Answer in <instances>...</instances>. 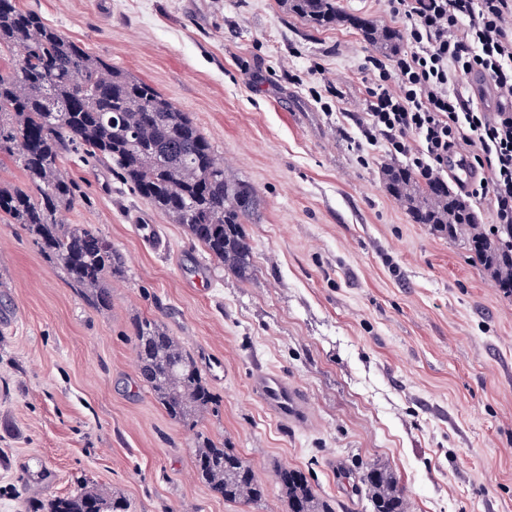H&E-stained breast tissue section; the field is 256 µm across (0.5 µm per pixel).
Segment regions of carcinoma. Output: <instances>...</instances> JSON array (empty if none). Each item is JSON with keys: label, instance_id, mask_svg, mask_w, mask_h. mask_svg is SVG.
Instances as JSON below:
<instances>
[{"label": "carcinoma", "instance_id": "1", "mask_svg": "<svg viewBox=\"0 0 512 512\" xmlns=\"http://www.w3.org/2000/svg\"><path fill=\"white\" fill-rule=\"evenodd\" d=\"M288 12L318 26L341 21L336 0H283ZM363 40L384 54L395 53L400 33L360 17L346 19ZM13 56L0 71V155L22 169L25 187H0V214L37 236L42 250L66 272L70 283L88 291L97 306L110 304L105 275L125 261L89 225L64 223L72 206L73 181L60 165L72 152L86 162H105L112 174L175 224L192 241L236 273L250 276L252 246L241 230L260 205L257 190L232 179L214 146L189 118L153 86L92 55L65 38L43 18L0 0V50ZM390 194L410 220L450 239L463 240L496 286L512 295V224L477 223L468 203L442 181H425L396 165L384 168ZM140 377L166 414L189 421L206 411L214 396L194 359L156 321L134 324ZM198 478L224 500L249 504L263 497L254 471L222 442L202 441L193 461ZM276 483L288 498V512H334L315 493L306 474L281 467ZM373 512H406L394 474L372 465L360 476ZM79 487L51 500L46 512H127Z\"/></svg>", "mask_w": 512, "mask_h": 512}]
</instances>
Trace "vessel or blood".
Returning a JSON list of instances; mask_svg holds the SVG:
<instances>
[{
    "instance_id": "obj_1",
    "label": "vessel or blood",
    "mask_w": 512,
    "mask_h": 512,
    "mask_svg": "<svg viewBox=\"0 0 512 512\" xmlns=\"http://www.w3.org/2000/svg\"><path fill=\"white\" fill-rule=\"evenodd\" d=\"M448 173L461 187L469 186L476 178V171L469 160L455 156L449 163ZM252 387L266 407L282 422L293 425L305 423L306 401L303 392L288 382L280 372L256 366L252 373Z\"/></svg>"
}]
</instances>
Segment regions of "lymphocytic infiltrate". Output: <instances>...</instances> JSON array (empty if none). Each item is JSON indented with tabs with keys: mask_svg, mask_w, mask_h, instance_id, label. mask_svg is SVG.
<instances>
[{
	"mask_svg": "<svg viewBox=\"0 0 512 512\" xmlns=\"http://www.w3.org/2000/svg\"><path fill=\"white\" fill-rule=\"evenodd\" d=\"M406 26L403 50L366 60L369 84L356 125L367 144L385 142L424 180L439 179L466 145L483 171L465 188L489 199L493 221L512 224V0H386ZM477 73L494 87L496 111L456 92Z\"/></svg>",
	"mask_w": 512,
	"mask_h": 512,
	"instance_id": "lymphocytic-infiltrate-1",
	"label": "lymphocytic infiltrate"
}]
</instances>
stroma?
<instances>
[{"instance_id": "35a3bbf8", "label": "stroma", "mask_w": 512, "mask_h": 512, "mask_svg": "<svg viewBox=\"0 0 512 512\" xmlns=\"http://www.w3.org/2000/svg\"><path fill=\"white\" fill-rule=\"evenodd\" d=\"M64 37L143 79L210 139L261 207L243 226L244 280L106 164L68 156L69 224L125 257L111 303L73 287L24 227L0 221V512L85 486L128 512H288L275 472L309 475L335 512H372L353 482L377 464L409 512H512V297L463 240L412 223L357 147L372 48L282 0H20ZM155 320L216 396L170 419L139 377L134 323ZM308 395L310 422L273 418L255 365ZM234 449L265 494L224 501L194 473L204 439Z\"/></svg>"}]
</instances>
